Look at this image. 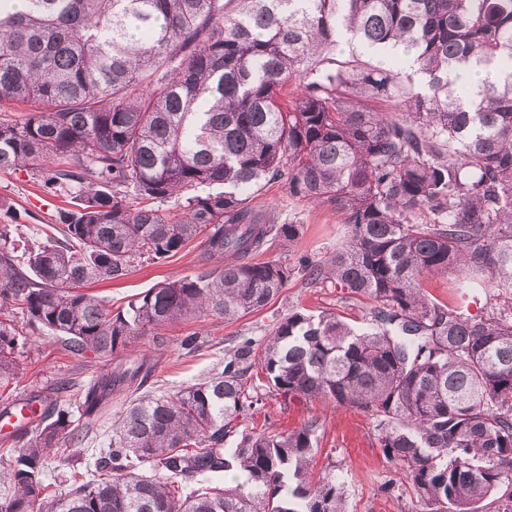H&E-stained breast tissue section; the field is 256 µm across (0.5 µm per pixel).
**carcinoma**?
Here are the masks:
<instances>
[{"label": "carcinoma", "instance_id": "cac0c4a2", "mask_svg": "<svg viewBox=\"0 0 512 512\" xmlns=\"http://www.w3.org/2000/svg\"><path fill=\"white\" fill-rule=\"evenodd\" d=\"M0 0V101L35 105L0 121V171H26L69 198L23 245L0 225V315L20 310L74 357L105 369L83 415L115 391L141 392L112 421L98 466L48 495L52 459L74 431L54 404L6 453L0 512H346L332 477L310 473L316 427L243 432L259 375L286 400L321 399L374 419L420 512H512V0ZM413 53L422 87L394 67L330 56L337 38ZM495 72L471 94L473 72ZM392 104L393 113L369 103ZM326 204L351 228L312 282L370 301L365 326L333 311H290L261 345L172 396L142 391L147 357L120 358L148 329L189 316L239 319L265 308L293 269L257 261L298 224H276L245 194L267 176ZM182 200V216L162 205ZM202 237L224 266L164 282L112 312L80 291ZM453 274L493 289L486 315L428 297ZM23 333L0 318V388L15 379ZM230 471L241 480L218 487Z\"/></svg>", "mask_w": 512, "mask_h": 512}]
</instances>
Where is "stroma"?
Returning a JSON list of instances; mask_svg holds the SVG:
<instances>
[{
  "label": "stroma",
  "mask_w": 512,
  "mask_h": 512,
  "mask_svg": "<svg viewBox=\"0 0 512 512\" xmlns=\"http://www.w3.org/2000/svg\"><path fill=\"white\" fill-rule=\"evenodd\" d=\"M250 205L267 210L276 223L297 224L301 233L294 244L276 240L264 252L267 260L295 264L299 255L318 260L336 250L346 240L347 227L334 210L314 206L291 197L281 178L266 177L248 193ZM17 212L25 237L32 242L45 241L57 208L66 199L43 192L35 180L22 171L0 172V204ZM201 240H194L177 255L158 264L136 265L121 280L94 282L86 293L112 306L124 305L132 296L157 284L197 273ZM369 303L347 294L332 284H309L300 275H292L278 298L262 311L240 320L227 322L217 317H197L166 331L164 345H156L153 332L131 340L128 354L154 359L156 371L146 385L153 394L174 395L184 386L200 382L224 363L225 352L245 339L262 342L288 310L319 313L336 312L346 321L360 324ZM28 344L19 358V371L8 390H0V408L31 395L55 390L61 403L77 409L82 402L83 386L102 367L101 361L69 355L49 335L27 328ZM196 339L194 348H185V337ZM125 392L112 395L104 413L80 419V438L73 446L69 462H51L46 479L56 493L67 492L73 471L93 470L99 451L107 447L112 421L130 403ZM315 422L318 446L311 466L314 476L337 477L345 495L346 512H418L413 492L405 487L389 490L398 468L384 457L372 419L364 413L331 408L322 401H286L264 393L259 405L247 417L239 419L238 431L269 430L283 432Z\"/></svg>",
  "instance_id": "35a3bbf8"
}]
</instances>
